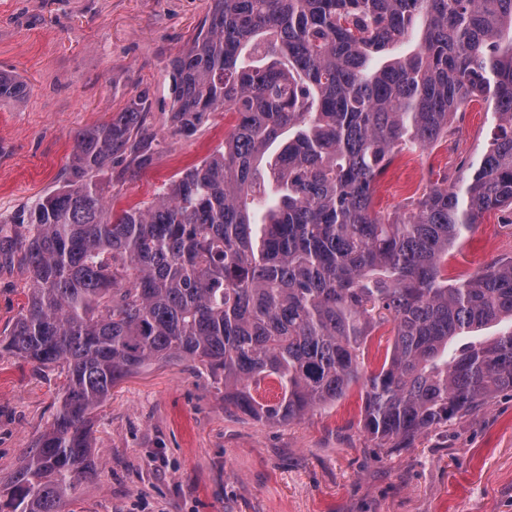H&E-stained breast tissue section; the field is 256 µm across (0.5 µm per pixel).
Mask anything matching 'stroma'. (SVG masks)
I'll list each match as a JSON object with an SVG mask.
<instances>
[{
	"label": "stroma",
	"instance_id": "35a3bbf8",
	"mask_svg": "<svg viewBox=\"0 0 512 512\" xmlns=\"http://www.w3.org/2000/svg\"><path fill=\"white\" fill-rule=\"evenodd\" d=\"M211 0H0V71L26 86L0 102V217L60 183L74 136L149 90L151 162L126 169L112 204L154 200L163 184L224 142L223 113L197 131L170 121L169 62ZM490 137L484 105L467 104L447 138L400 154L379 181L381 214L407 211L430 185L463 176ZM512 257V210L486 213L448 251L447 277ZM29 272L0 266V336L27 302ZM61 371L0 350V486L27 460L60 405ZM351 388L302 420L271 424L224 406L203 367L172 360L122 380L90 421L94 471L65 512H512V393L409 447L381 448Z\"/></svg>",
	"mask_w": 512,
	"mask_h": 512
}]
</instances>
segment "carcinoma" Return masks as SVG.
Listing matches in <instances>:
<instances>
[{
    "instance_id": "obj_1",
    "label": "carcinoma",
    "mask_w": 512,
    "mask_h": 512,
    "mask_svg": "<svg viewBox=\"0 0 512 512\" xmlns=\"http://www.w3.org/2000/svg\"><path fill=\"white\" fill-rule=\"evenodd\" d=\"M169 66L172 126L188 135L231 113L222 147L154 203L115 211L98 175L149 161L144 89L75 134L56 189L0 219V255L30 273L4 348L65 371L0 512H63L93 469V412L153 362L201 364L224 406L269 423L360 384L382 448L512 392V259L455 284L442 268L484 212L512 206V0H211ZM24 93L0 72V101ZM474 100L492 137L471 174L377 212L396 156L436 143ZM384 323L390 356L366 375L360 348ZM491 325L498 335L470 339ZM267 379L275 402L258 394Z\"/></svg>"
}]
</instances>
